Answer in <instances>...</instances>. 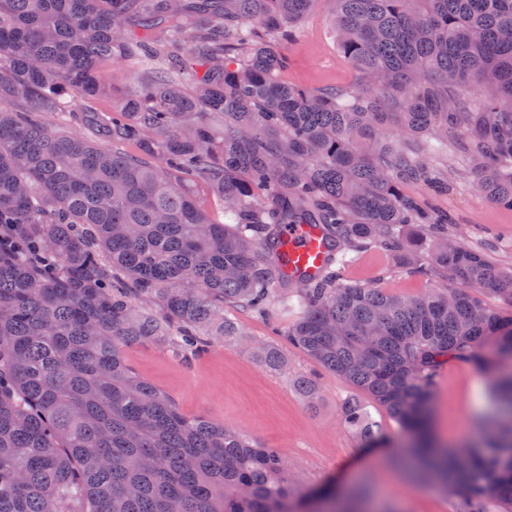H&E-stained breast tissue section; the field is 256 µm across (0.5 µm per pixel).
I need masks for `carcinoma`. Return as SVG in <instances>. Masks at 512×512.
Wrapping results in <instances>:
<instances>
[{
	"label": "carcinoma",
	"instance_id": "carcinoma-1",
	"mask_svg": "<svg viewBox=\"0 0 512 512\" xmlns=\"http://www.w3.org/2000/svg\"><path fill=\"white\" fill-rule=\"evenodd\" d=\"M314 0H0V512H336L327 487L301 495L275 448L188 417L137 375L144 342L187 361L243 335L225 310L296 302L281 335L421 435L422 475L459 512H512V374L494 377L490 439L432 456L424 438L450 361L512 363V269L453 237L448 214L407 192H454L455 154L474 190L512 210V0H333L353 67L346 87L284 81V44ZM135 57L112 118L70 116L106 95L101 63ZM474 84L490 88L482 100ZM224 132L215 134L213 119ZM224 201L208 218L184 185ZM314 224L334 252L318 278L276 262L283 227ZM423 256L406 269L443 284L420 296L348 281L368 249ZM268 369L277 346L247 341ZM297 389L316 406V379ZM342 427L386 436L354 395Z\"/></svg>",
	"mask_w": 512,
	"mask_h": 512
}]
</instances>
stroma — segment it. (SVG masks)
<instances>
[{
    "instance_id": "1",
    "label": "stroma",
    "mask_w": 512,
    "mask_h": 512,
    "mask_svg": "<svg viewBox=\"0 0 512 512\" xmlns=\"http://www.w3.org/2000/svg\"><path fill=\"white\" fill-rule=\"evenodd\" d=\"M331 0H315L298 22L285 52L286 81L322 90L350 85L355 72L339 50L332 33ZM474 174H465L454 193L436 198V205L456 222L457 241L486 251L503 267H512V211L498 208L476 194ZM349 280L370 285L382 281L390 292L416 296L438 286L404 269L400 255L371 250L348 269ZM295 310L274 305L267 318L236 314L248 338L282 344L277 329L295 320ZM288 365L271 372L249 353L227 342L205 358L187 364L167 348L152 342L129 349L132 368L174 401L186 416L199 415L234 426L256 438L264 447L278 449L290 471L293 485L302 491L331 486L350 494H364L372 512H457L458 501L419 477L398 478L394 459L410 446L413 435L394 422L372 398L364 403L388 439L378 455L386 465L373 464L376 453L339 424L342 401L353 395L343 378L324 370L294 348H287ZM317 377L321 398L308 408L295 387L297 377ZM491 377L471 365L451 362L438 380L435 407L427 437L439 447H459L487 438L485 422L495 412Z\"/></svg>"
}]
</instances>
